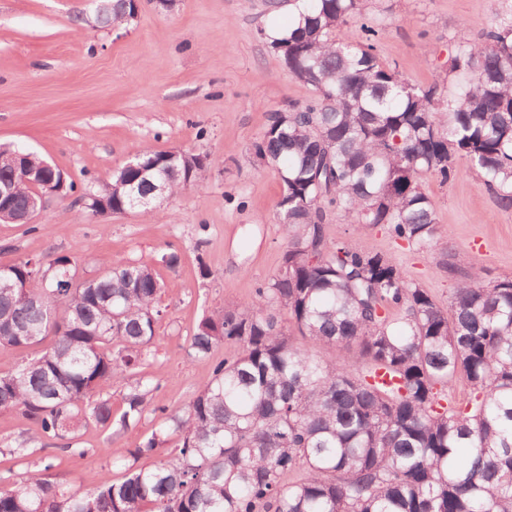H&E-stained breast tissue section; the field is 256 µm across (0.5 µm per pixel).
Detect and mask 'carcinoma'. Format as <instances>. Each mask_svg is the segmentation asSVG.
Instances as JSON below:
<instances>
[{
	"label": "carcinoma",
	"mask_w": 512,
	"mask_h": 512,
	"mask_svg": "<svg viewBox=\"0 0 512 512\" xmlns=\"http://www.w3.org/2000/svg\"><path fill=\"white\" fill-rule=\"evenodd\" d=\"M293 2L292 23L270 44L314 94L272 112L251 147L282 183V264L251 302L203 317L189 339L197 358L236 351L130 452L157 457L151 467L117 460L122 480L89 491L63 488L48 465L0 468V512H512V277L467 274L438 300L392 257L324 233L342 212L358 230L383 225L433 249L439 227L422 180L448 182L459 160L512 207V3L479 40L459 38L445 93L382 62L379 30L343 32L364 0ZM135 9L112 0L106 19ZM16 153L0 150V181L17 164L42 171V158ZM211 165L206 155L137 150L84 208L148 212L155 187L182 193ZM52 179L53 196L74 190L60 170ZM32 194L17 178L0 219L21 217ZM74 271L68 255L0 266L11 284L0 288V343L22 355L0 374V410L20 411L47 444L82 457L83 427L126 429L143 416L150 382L117 418L104 392L153 342L163 284L152 268L118 261L61 287ZM459 383L470 394L456 401ZM170 430L181 445L159 457Z\"/></svg>",
	"instance_id": "carcinoma-1"
}]
</instances>
